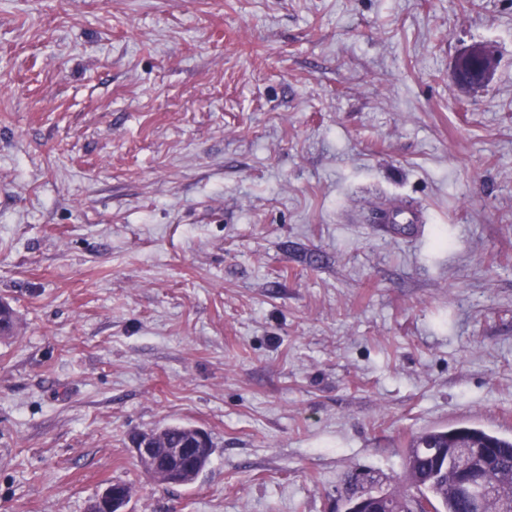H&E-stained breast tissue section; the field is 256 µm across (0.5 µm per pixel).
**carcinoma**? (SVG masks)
I'll return each mask as SVG.
<instances>
[{
	"label": "carcinoma",
	"instance_id": "obj_1",
	"mask_svg": "<svg viewBox=\"0 0 512 512\" xmlns=\"http://www.w3.org/2000/svg\"><path fill=\"white\" fill-rule=\"evenodd\" d=\"M188 424L164 427L162 437L174 447L186 441ZM466 443L488 453L493 470L476 466V478L486 487L483 512H512V439L500 437L473 426L430 429L412 438L405 456V479L415 493L389 492L391 500L412 508L414 502H425L433 512H469V505L456 488L453 462L436 465L429 455L433 448H455Z\"/></svg>",
	"mask_w": 512,
	"mask_h": 512
}]
</instances>
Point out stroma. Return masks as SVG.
Listing matches in <instances>:
<instances>
[{"instance_id": "stroma-1", "label": "stroma", "mask_w": 512, "mask_h": 512, "mask_svg": "<svg viewBox=\"0 0 512 512\" xmlns=\"http://www.w3.org/2000/svg\"><path fill=\"white\" fill-rule=\"evenodd\" d=\"M0 298V512H344L511 437L512 0H0ZM175 423L210 461L149 482ZM498 59L494 49L483 43H473L456 57L453 65V78L464 91L485 88L497 69ZM193 428L195 427L188 424H171L164 427L162 437L176 448L169 447L166 442L161 439H152L150 437V432L138 433L135 436L133 443L136 458L142 469L152 480L155 475H160L168 470L160 466L161 460H179L186 456L191 458L198 457L201 460L195 461L189 466L192 469H196L195 476L184 479L179 485H189L196 480L199 473L206 467L210 460L213 453V442L209 437L212 451L208 457L203 459L202 457L206 448L177 447L186 441L187 430Z\"/></svg>"}]
</instances>
